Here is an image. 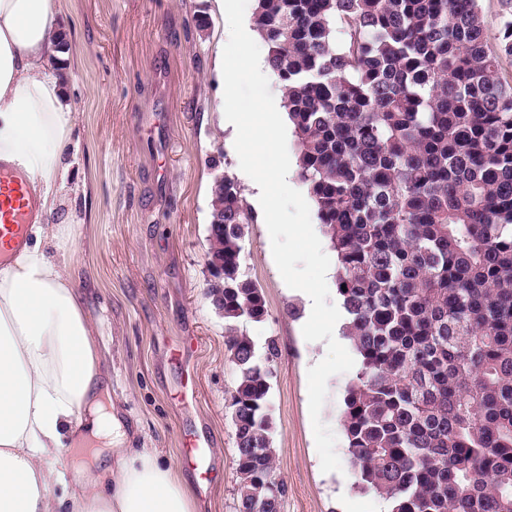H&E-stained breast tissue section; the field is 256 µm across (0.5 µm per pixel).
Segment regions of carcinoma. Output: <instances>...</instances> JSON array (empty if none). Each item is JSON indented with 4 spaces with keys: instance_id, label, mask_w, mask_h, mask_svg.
I'll return each mask as SVG.
<instances>
[{
    "instance_id": "carcinoma-1",
    "label": "carcinoma",
    "mask_w": 512,
    "mask_h": 512,
    "mask_svg": "<svg viewBox=\"0 0 512 512\" xmlns=\"http://www.w3.org/2000/svg\"><path fill=\"white\" fill-rule=\"evenodd\" d=\"M255 28L360 362L343 416L357 488L390 512H512V83L480 0H257ZM211 217L237 512H280L278 349L258 356L244 329L265 300L243 272L252 217L226 174Z\"/></svg>"
}]
</instances>
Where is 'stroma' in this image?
<instances>
[{
  "label": "stroma",
  "instance_id": "1",
  "mask_svg": "<svg viewBox=\"0 0 512 512\" xmlns=\"http://www.w3.org/2000/svg\"><path fill=\"white\" fill-rule=\"evenodd\" d=\"M59 27L80 60L63 75L79 114L78 148L64 196L78 228L76 270L108 354L111 399L131 445L181 463L186 442L207 451L198 512H236L238 473L228 407L234 366L224 318L207 295L211 198L225 173L251 216L243 268L263 291L267 314L247 324L257 349L276 340L270 409L281 512H383L354 487L343 428L354 372L329 378L322 421L336 436L342 469L325 473L316 450L307 372L327 353L306 341L304 299L283 281L249 177L224 123V84L215 69L228 31L216 0H65ZM198 340L185 348L187 338ZM192 376L196 398L181 397Z\"/></svg>",
  "mask_w": 512,
  "mask_h": 512
}]
</instances>
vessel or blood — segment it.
<instances>
[{
    "instance_id": "b4317fda",
    "label": "vessel or blood",
    "mask_w": 512,
    "mask_h": 512,
    "mask_svg": "<svg viewBox=\"0 0 512 512\" xmlns=\"http://www.w3.org/2000/svg\"><path fill=\"white\" fill-rule=\"evenodd\" d=\"M38 218L36 187L32 179L0 161V242L11 250L25 244L23 228Z\"/></svg>"
}]
</instances>
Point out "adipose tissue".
<instances>
[{
    "instance_id": "1",
    "label": "adipose tissue",
    "mask_w": 512,
    "mask_h": 512,
    "mask_svg": "<svg viewBox=\"0 0 512 512\" xmlns=\"http://www.w3.org/2000/svg\"><path fill=\"white\" fill-rule=\"evenodd\" d=\"M62 4L0 0V160L40 192L29 242L0 262V512H194L180 467L129 447L100 401L106 354L55 189L78 125L57 70Z\"/></svg>"
}]
</instances>
